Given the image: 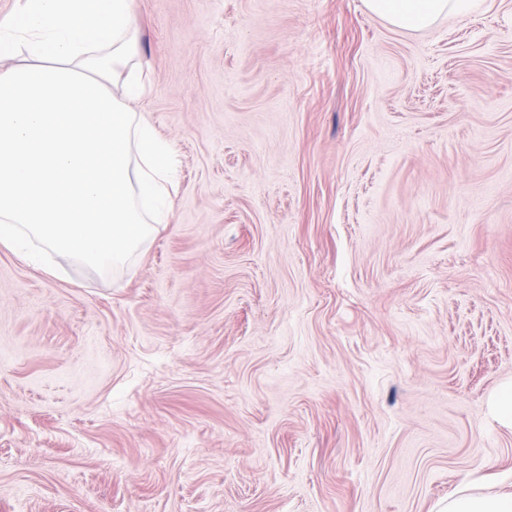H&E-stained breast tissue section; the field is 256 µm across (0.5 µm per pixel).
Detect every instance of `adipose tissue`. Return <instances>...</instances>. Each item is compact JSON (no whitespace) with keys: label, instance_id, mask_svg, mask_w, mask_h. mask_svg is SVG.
Masks as SVG:
<instances>
[{"label":"adipose tissue","instance_id":"adipose-tissue-1","mask_svg":"<svg viewBox=\"0 0 512 512\" xmlns=\"http://www.w3.org/2000/svg\"><path fill=\"white\" fill-rule=\"evenodd\" d=\"M365 5L420 32L477 2ZM136 43L133 0H24L0 19V244L20 259L33 236L57 256L114 267L166 223L176 158L132 108L144 94ZM441 512H512V493L460 491Z\"/></svg>","mask_w":512,"mask_h":512}]
</instances>
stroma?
<instances>
[{"instance_id": "35a3bbf8", "label": "stroma", "mask_w": 512, "mask_h": 512, "mask_svg": "<svg viewBox=\"0 0 512 512\" xmlns=\"http://www.w3.org/2000/svg\"><path fill=\"white\" fill-rule=\"evenodd\" d=\"M179 159L120 266L0 246V512L512 492V0H134ZM367 9L397 29L421 32L448 15H466L476 0H365Z\"/></svg>"}]
</instances>
